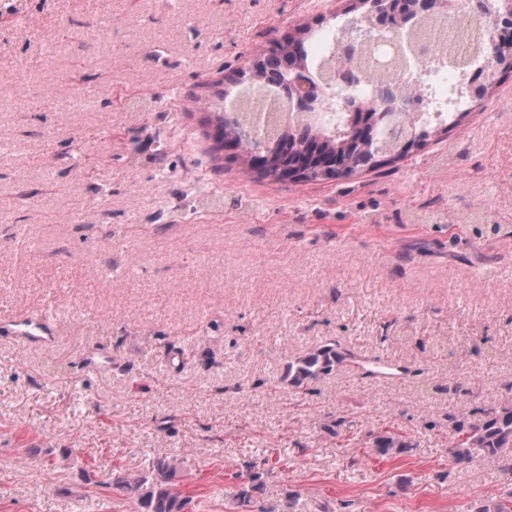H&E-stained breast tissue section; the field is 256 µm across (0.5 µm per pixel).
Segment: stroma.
Instances as JSON below:
<instances>
[{
	"mask_svg": "<svg viewBox=\"0 0 512 512\" xmlns=\"http://www.w3.org/2000/svg\"><path fill=\"white\" fill-rule=\"evenodd\" d=\"M353 0H6L0 19V512H129L181 459L186 512H468L450 414L512 404V70L397 161L275 182L218 149L255 56ZM48 316L31 344L13 320ZM332 345L405 368L336 366ZM399 430L408 451L378 456ZM273 455L274 466L263 463ZM344 360L343 355L332 346H321L305 356L297 358L288 365V377L296 384L315 380L330 370L337 362ZM181 464L176 457L157 459L145 471L119 475L112 484L131 503L133 512H184L189 496L179 488Z\"/></svg>",
	"mask_w": 512,
	"mask_h": 512,
	"instance_id": "obj_1",
	"label": "stroma"
}]
</instances>
